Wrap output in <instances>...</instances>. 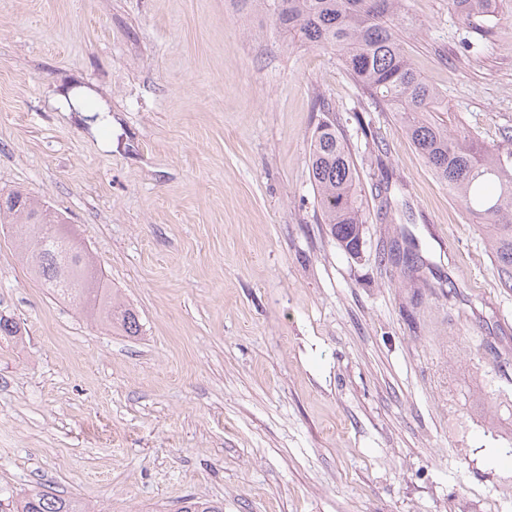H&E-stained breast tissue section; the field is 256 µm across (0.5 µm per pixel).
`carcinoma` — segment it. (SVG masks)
<instances>
[{"mask_svg": "<svg viewBox=\"0 0 512 512\" xmlns=\"http://www.w3.org/2000/svg\"><path fill=\"white\" fill-rule=\"evenodd\" d=\"M494 0H449L469 21L491 13ZM238 11L264 13L279 34L302 46L337 56L362 94L395 113L400 126L432 174L464 205L469 221L487 232L504 282L512 281V150L484 145L463 125L448 126L442 93L415 70L399 32L404 0H234ZM310 164L318 204L330 234L348 254L364 244L365 213L357 166L330 119L311 141ZM63 216L20 190H0V224L16 229L37 281L124 336L141 334L135 310L119 301L89 257L74 249L57 225ZM22 338L20 323L0 315V339ZM13 512H89L81 502L33 490L13 502ZM179 512H224L200 498Z\"/></svg>", "mask_w": 512, "mask_h": 512, "instance_id": "obj_1", "label": "carcinoma"}]
</instances>
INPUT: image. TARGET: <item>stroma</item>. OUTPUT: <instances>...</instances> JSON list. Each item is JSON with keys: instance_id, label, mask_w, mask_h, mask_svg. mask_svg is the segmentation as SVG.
Instances as JSON below:
<instances>
[{"instance_id": "1", "label": "stroma", "mask_w": 512, "mask_h": 512, "mask_svg": "<svg viewBox=\"0 0 512 512\" xmlns=\"http://www.w3.org/2000/svg\"><path fill=\"white\" fill-rule=\"evenodd\" d=\"M406 0L452 122L512 131V0ZM365 199L323 224L321 107ZM99 120H92V113ZM47 202L138 313L90 322L0 231V499L90 512H512V288L480 225L336 55L227 0H0V189ZM414 248L416 279L384 261ZM493 2L494 0H449L451 8L463 21L490 15ZM81 502L44 490H32L13 502V512H89Z\"/></svg>"}]
</instances>
